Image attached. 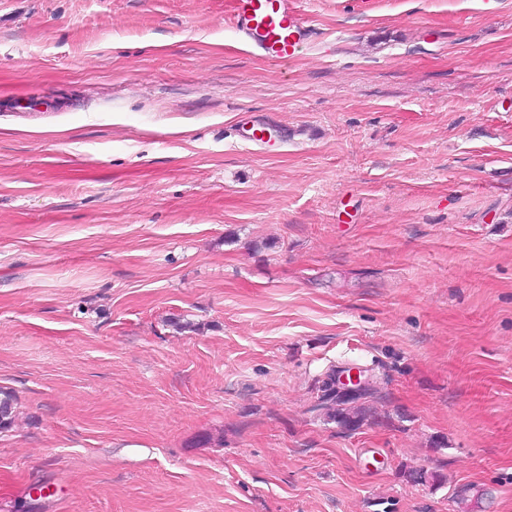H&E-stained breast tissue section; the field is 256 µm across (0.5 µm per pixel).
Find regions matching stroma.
Wrapping results in <instances>:
<instances>
[{
  "instance_id": "1",
  "label": "stroma",
  "mask_w": 512,
  "mask_h": 512,
  "mask_svg": "<svg viewBox=\"0 0 512 512\" xmlns=\"http://www.w3.org/2000/svg\"><path fill=\"white\" fill-rule=\"evenodd\" d=\"M232 11L0 0V512H512V0ZM230 23L253 50L276 62L295 59L316 34L295 0H235ZM351 367L345 366L329 370L319 389L317 403L313 407V410L319 412L324 420L336 423L338 426H347L351 421L358 426L367 416L366 401L327 399L324 396L330 386L329 381L334 377L333 388L336 390V397L364 398L376 387L372 377L368 376L363 379L359 370Z\"/></svg>"
}]
</instances>
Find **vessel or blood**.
Here are the masks:
<instances>
[{
	"instance_id": "vessel-or-blood-1",
	"label": "vessel or blood",
	"mask_w": 512,
	"mask_h": 512,
	"mask_svg": "<svg viewBox=\"0 0 512 512\" xmlns=\"http://www.w3.org/2000/svg\"><path fill=\"white\" fill-rule=\"evenodd\" d=\"M230 23L253 50L277 62L295 59L315 35L295 0H234Z\"/></svg>"
}]
</instances>
